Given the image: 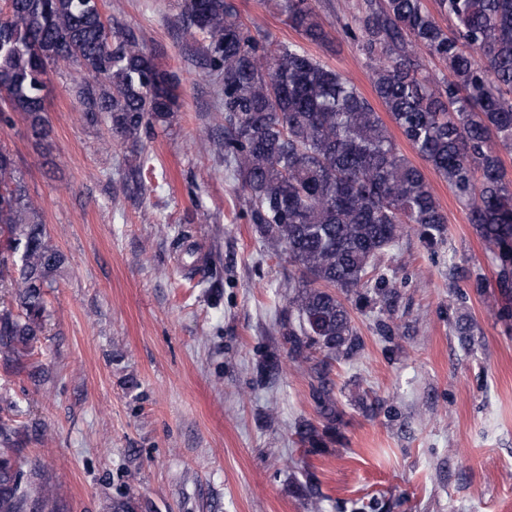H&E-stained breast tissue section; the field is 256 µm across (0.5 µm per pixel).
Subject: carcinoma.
Listing matches in <instances>:
<instances>
[{
    "instance_id": "obj_1",
    "label": "carcinoma",
    "mask_w": 512,
    "mask_h": 512,
    "mask_svg": "<svg viewBox=\"0 0 512 512\" xmlns=\"http://www.w3.org/2000/svg\"><path fill=\"white\" fill-rule=\"evenodd\" d=\"M101 0H3L0 6V121L21 114L31 134L49 136L45 77L77 64L82 117L137 143L170 123L178 76L158 66L138 31L102 11ZM360 0L356 38L370 63L375 98L411 148L448 182L491 254L498 308L512 319V0ZM302 42L328 34L313 0H278ZM186 32L204 39L209 73L223 80L224 162L261 238L297 268L288 293V356L307 366L320 425L295 433L306 453L325 447L340 418L330 372L357 357L361 337L348 304L378 309L375 329L391 337L398 288L382 258L411 231L428 247L445 240L447 219L424 172L397 147L373 104L348 78L313 58L302 42L257 39L233 0H181ZM442 73L423 72L421 55ZM0 233L21 249L14 300L0 312V358L19 363L44 329V289L65 262L39 207L0 149ZM0 512H45L51 488L22 490L10 433L0 425Z\"/></svg>"
}]
</instances>
